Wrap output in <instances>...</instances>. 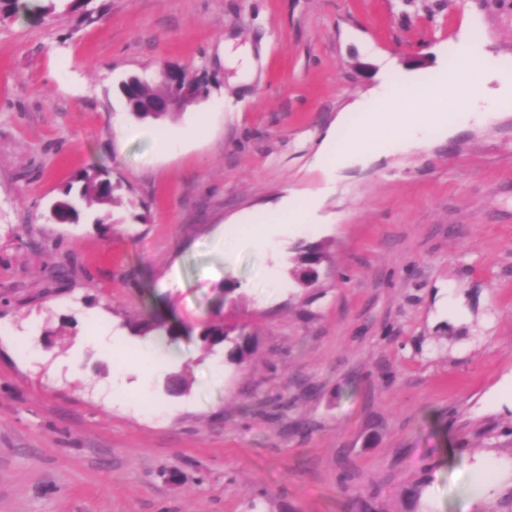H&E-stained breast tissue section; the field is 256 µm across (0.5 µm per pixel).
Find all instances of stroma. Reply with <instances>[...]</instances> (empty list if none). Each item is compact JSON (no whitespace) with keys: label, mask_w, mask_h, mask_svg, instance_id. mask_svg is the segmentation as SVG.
Here are the masks:
<instances>
[{"label":"stroma","mask_w":512,"mask_h":512,"mask_svg":"<svg viewBox=\"0 0 512 512\" xmlns=\"http://www.w3.org/2000/svg\"><path fill=\"white\" fill-rule=\"evenodd\" d=\"M466 33L501 63L470 118L327 177L326 131L434 82ZM166 65L203 95L134 119L120 83ZM91 168L116 186L105 224L48 220ZM295 200L317 232L225 261V231ZM307 246L312 284L293 274ZM151 321L181 330L183 394L92 341L135 357ZM216 322L250 335L243 365L203 349ZM0 327L48 336L35 360L0 343V512H512V0H60L0 19ZM488 457L505 475L486 511L469 482Z\"/></svg>","instance_id":"35a3bbf8"}]
</instances>
